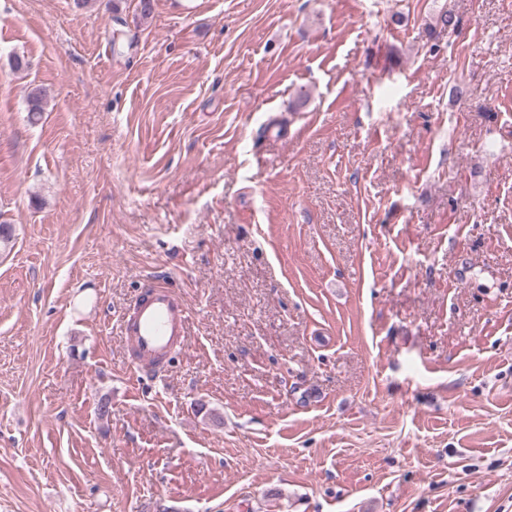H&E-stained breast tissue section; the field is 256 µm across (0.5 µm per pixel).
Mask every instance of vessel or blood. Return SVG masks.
Here are the masks:
<instances>
[{
	"label": "vessel or blood",
	"mask_w": 512,
	"mask_h": 512,
	"mask_svg": "<svg viewBox=\"0 0 512 512\" xmlns=\"http://www.w3.org/2000/svg\"><path fill=\"white\" fill-rule=\"evenodd\" d=\"M190 312L176 289L152 282L121 317L133 371L159 378L171 353L189 345Z\"/></svg>",
	"instance_id": "vessel-or-blood-1"
}]
</instances>
